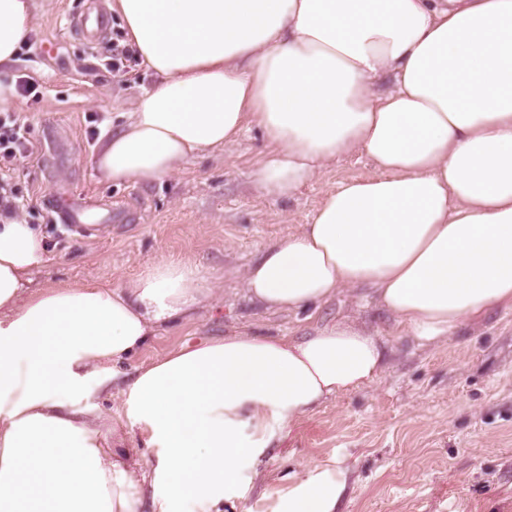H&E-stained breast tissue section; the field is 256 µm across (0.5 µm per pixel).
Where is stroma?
<instances>
[{"label":"stroma","mask_w":512,"mask_h":512,"mask_svg":"<svg viewBox=\"0 0 512 512\" xmlns=\"http://www.w3.org/2000/svg\"><path fill=\"white\" fill-rule=\"evenodd\" d=\"M84 0H32L35 22L12 66L38 95L14 97L34 146L12 181L34 192L28 223L48 241L49 259L33 276L44 283L116 285L164 257H190L215 274L213 307L191 324L172 322L134 357L153 360L231 329L300 337L314 326L352 320L378 330L387 345L381 376L360 390L330 397L270 449L244 500L224 512H273V487L303 466L336 460L349 469L336 512H512V309L496 308L463 323L448 340L420 344L379 306L369 289L339 291L313 313H267L245 294L242 271L264 245L308 223L336 181L373 172L362 155L343 156L292 198L261 195L253 171L266 150L258 129L238 144L187 161L173 176L102 183L92 159L123 125L155 81L144 65L124 74L100 67L113 44H128L120 18L90 46L66 27ZM51 54H42V47ZM84 196L99 216L112 206L120 221L67 232L52 205Z\"/></svg>","instance_id":"stroma-1"}]
</instances>
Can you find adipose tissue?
I'll list each match as a JSON object with an SVG mask.
<instances>
[{
    "label": "adipose tissue",
    "instance_id": "ef3b65f1",
    "mask_svg": "<svg viewBox=\"0 0 512 512\" xmlns=\"http://www.w3.org/2000/svg\"><path fill=\"white\" fill-rule=\"evenodd\" d=\"M157 80L93 165L101 181L167 177L261 131L264 195L292 197L337 157L342 180L309 223L244 274L267 311L369 287L420 343L512 308V0H112ZM34 25L0 0V105ZM45 237L0 211V512H224L269 448L328 397L374 382L378 332L353 322L293 338L231 331L125 372L150 336L192 322L215 278L164 258L118 285L45 284ZM153 457L101 431L98 399ZM344 466L275 489L273 512H336Z\"/></svg>",
    "mask_w": 512,
    "mask_h": 512
}]
</instances>
